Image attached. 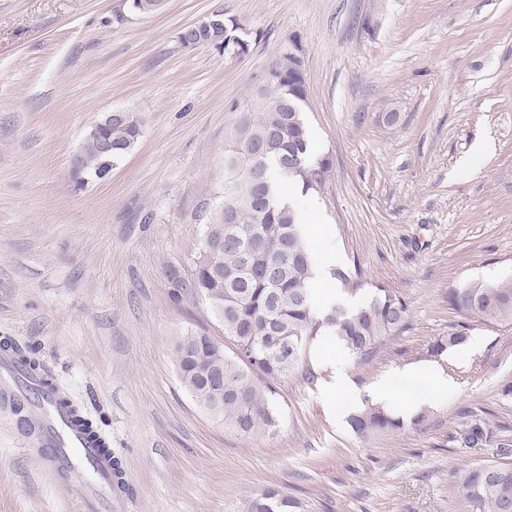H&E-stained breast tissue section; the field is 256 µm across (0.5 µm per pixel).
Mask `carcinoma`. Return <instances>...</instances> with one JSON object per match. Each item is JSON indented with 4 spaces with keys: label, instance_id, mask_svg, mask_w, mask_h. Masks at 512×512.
<instances>
[{
    "label": "carcinoma",
    "instance_id": "1",
    "mask_svg": "<svg viewBox=\"0 0 512 512\" xmlns=\"http://www.w3.org/2000/svg\"><path fill=\"white\" fill-rule=\"evenodd\" d=\"M234 45L248 49L247 33L236 23L208 31L184 28L179 39L185 46L207 40L218 50ZM295 59L283 53L272 67L271 81L254 94L252 106L239 115L235 133L224 152V202L204 224L200 256L191 279L174 277L173 297L185 291L209 296L220 313L224 337L235 347L224 358L215 357L208 335L193 332L178 341V373L183 387L196 399L205 388L199 372L215 368L224 373V408L217 416L224 426L245 436L265 435L280 425L272 382L300 369L303 354L316 336H335L349 355L363 359L384 337L404 326L407 302L380 284L367 282L359 268L333 272L345 293L357 300L348 307L332 305L319 310L312 303V261L294 210L282 205L272 189V173L299 182L303 193H320L329 169L325 159L312 157L308 126L303 115L307 89L294 71ZM142 136L140 120L132 112L112 117V124H94L79 151L86 174L104 179L101 145L112 142V160H122ZM448 305L463 318H477L488 325L512 323V279H474L448 289ZM466 333L455 331L436 339L432 356L463 345ZM0 349L11 351L17 367L38 376L42 385L56 386L41 373L39 362L0 340ZM72 419L93 438L104 443L93 424L64 397ZM352 431L361 438L405 426L386 407L365 399L349 416ZM498 425L485 419L461 422L456 441L462 448L488 443ZM512 448H498L496 459L476 467L453 470L457 498L465 512L512 510ZM233 512H303L302 502L278 487H267L242 499Z\"/></svg>",
    "mask_w": 512,
    "mask_h": 512
}]
</instances>
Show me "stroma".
Wrapping results in <instances>:
<instances>
[{
	"instance_id": "1",
	"label": "stroma",
	"mask_w": 512,
	"mask_h": 512,
	"mask_svg": "<svg viewBox=\"0 0 512 512\" xmlns=\"http://www.w3.org/2000/svg\"><path fill=\"white\" fill-rule=\"evenodd\" d=\"M236 22L234 57L178 34L213 12ZM305 55L304 117L323 192L309 195L341 246L340 266L394 289L403 329L364 361V388L428 360L464 329L481 347L438 363L455 388L425 422L363 439L336 404L333 367L313 341L309 374L275 381L278 430L247 437L182 386L181 336L224 330L194 294L203 226L221 201L224 149L289 41ZM142 123L104 180L78 183L71 157L105 113ZM479 173L467 170L475 145ZM512 276V0H0V337L29 351L93 421L122 484L123 512H232L269 484L306 512H462L453 468L496 443L453 440L462 411L512 439V324L462 319L448 289ZM42 436L0 409V512H83L91 480L60 483Z\"/></svg>"
}]
</instances>
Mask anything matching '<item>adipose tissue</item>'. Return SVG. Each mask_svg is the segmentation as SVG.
I'll use <instances>...</instances> for the list:
<instances>
[{"label": "adipose tissue", "mask_w": 512, "mask_h": 512, "mask_svg": "<svg viewBox=\"0 0 512 512\" xmlns=\"http://www.w3.org/2000/svg\"><path fill=\"white\" fill-rule=\"evenodd\" d=\"M277 192L281 202L296 211L299 223L304 226L313 259L314 278L311 286L315 306L323 309L334 303L349 304L347 294L331 281V268L338 261V245L325 224L319 222L316 207L303 204L298 183L278 182ZM452 386L447 373L436 364L416 363L375 382L370 395L408 417L422 406L446 398Z\"/></svg>", "instance_id": "ef3b65f1"}]
</instances>
